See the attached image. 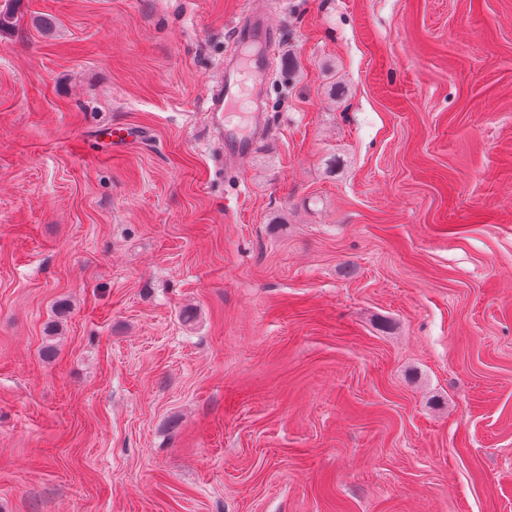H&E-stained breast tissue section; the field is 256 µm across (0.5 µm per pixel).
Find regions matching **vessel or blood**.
Instances as JSON below:
<instances>
[{
    "label": "vessel or blood",
    "mask_w": 512,
    "mask_h": 512,
    "mask_svg": "<svg viewBox=\"0 0 512 512\" xmlns=\"http://www.w3.org/2000/svg\"><path fill=\"white\" fill-rule=\"evenodd\" d=\"M232 40L237 52L225 61L206 110L224 140L225 165L238 169L253 155L267 121L265 87L280 34L268 19L266 0H239Z\"/></svg>",
    "instance_id": "b4317fda"
}]
</instances>
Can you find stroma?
Instances as JSON below:
<instances>
[{"instance_id": "stroma-1", "label": "stroma", "mask_w": 512, "mask_h": 512, "mask_svg": "<svg viewBox=\"0 0 512 512\" xmlns=\"http://www.w3.org/2000/svg\"><path fill=\"white\" fill-rule=\"evenodd\" d=\"M237 2L0 34V512H512V0H271L235 172ZM267 1L239 0L232 41L237 52L224 60L220 85L206 101L214 129L224 140V164L239 169L253 155L267 122L265 87L280 34L268 19ZM248 112L247 125L231 119Z\"/></svg>"}]
</instances>
